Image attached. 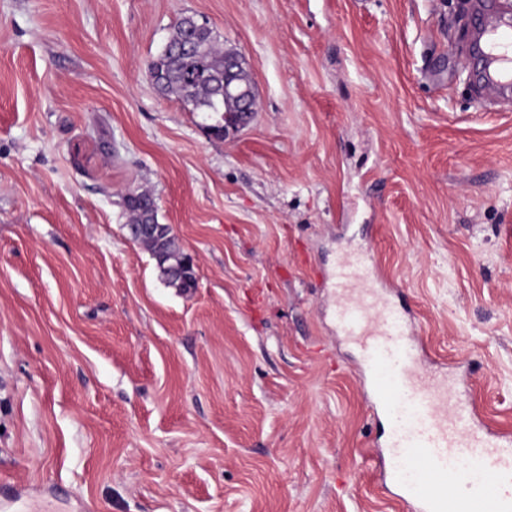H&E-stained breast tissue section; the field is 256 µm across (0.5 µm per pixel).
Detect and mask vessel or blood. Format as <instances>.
<instances>
[{"label": "vessel or blood", "mask_w": 512, "mask_h": 512, "mask_svg": "<svg viewBox=\"0 0 512 512\" xmlns=\"http://www.w3.org/2000/svg\"><path fill=\"white\" fill-rule=\"evenodd\" d=\"M488 84L512 83V26L485 29ZM341 333L360 350L376 406L390 421L379 454L385 486L409 512H512V448L477 424L447 378L430 374L401 316L382 293L375 264L354 250L336 273Z\"/></svg>", "instance_id": "vessel-or-blood-1"}]
</instances>
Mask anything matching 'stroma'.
Masks as SVG:
<instances>
[{
	"label": "stroma",
	"instance_id": "1",
	"mask_svg": "<svg viewBox=\"0 0 512 512\" xmlns=\"http://www.w3.org/2000/svg\"><path fill=\"white\" fill-rule=\"evenodd\" d=\"M506 3L0 0V512H404L336 315L359 246L512 435V94L467 54ZM185 15L247 62L235 133L147 76ZM124 205L128 224H135L129 228L132 238L138 241L152 235L155 230L153 224H157V206L153 196L147 191H130L124 198ZM163 225L156 237L144 239L140 242L150 251L156 261L158 269L163 262H165V264H173L183 255L178 240L172 233L171 227L166 224Z\"/></svg>",
	"mask_w": 512,
	"mask_h": 512
}]
</instances>
